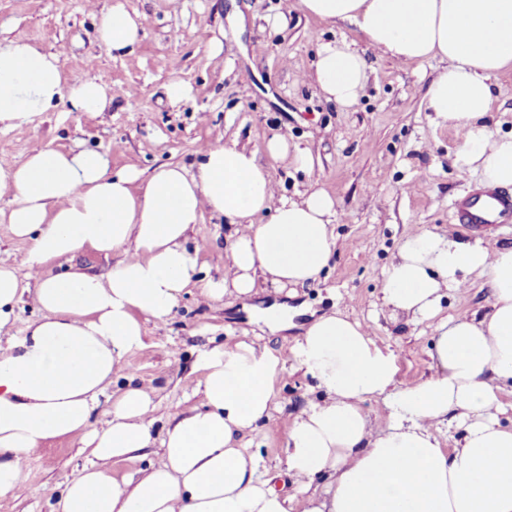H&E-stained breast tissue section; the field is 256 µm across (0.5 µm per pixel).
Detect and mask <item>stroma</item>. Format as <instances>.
Masks as SVG:
<instances>
[{
	"mask_svg": "<svg viewBox=\"0 0 512 512\" xmlns=\"http://www.w3.org/2000/svg\"><path fill=\"white\" fill-rule=\"evenodd\" d=\"M115 0H0V42L21 40L60 53L68 78L107 75L112 102L104 112H77L60 104L35 124L0 132V165L23 162L43 144L60 150L77 146L108 152L113 170L149 176L166 164L192 168L198 151L221 141L258 150L278 194L305 190L308 178L289 159L265 152L274 133L308 148L319 188L336 201L332 224L337 238L329 266L313 283L277 294L276 299L320 314L347 310L368 324L380 346L392 352L398 379L415 384L431 373L429 350L438 320L482 317L490 290L472 278L466 288L443 299L438 320L395 314L381 304L382 271L407 235L447 233L454 204L472 195L475 180L458 178L452 166L459 138L436 123L426 108L429 82L444 68L430 60L401 64L368 52L369 80L358 104L344 107L321 97L307 75L321 42L335 37L360 41L349 23L330 24L285 10L283 0H124L143 21L140 39L126 54L103 46L96 17ZM239 9L244 26L230 23ZM218 38L220 53L207 42ZM174 80L192 93L170 105L166 87ZM231 225L203 216L189 233L205 275L224 274ZM145 346L128 360L127 382L150 391L156 409L153 431L178 410L196 404L194 388L203 378L200 354L246 340L272 352L286 351L292 333L251 321L243 300L204 299L185 289L171 317L147 321ZM278 407L256 433L241 443L260 449V475L274 473L294 415L322 397L294 359L280 368ZM80 445L52 441L26 457L25 488L9 512H53L66 480L85 462Z\"/></svg>",
	"mask_w": 512,
	"mask_h": 512,
	"instance_id": "35a3bbf8",
	"label": "stroma"
}]
</instances>
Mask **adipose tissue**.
Returning <instances> with one entry per match:
<instances>
[{"label":"adipose tissue","mask_w":512,"mask_h":512,"mask_svg":"<svg viewBox=\"0 0 512 512\" xmlns=\"http://www.w3.org/2000/svg\"><path fill=\"white\" fill-rule=\"evenodd\" d=\"M305 14L354 24L368 47L399 63L445 68L428 85L427 108L460 138L453 166L480 189L512 186V134L486 116L493 79L512 69V0H297ZM109 52L134 46L141 24L117 0L98 21ZM369 78L363 50L321 43L310 79L330 102L355 105ZM106 111L104 77L64 76L59 53L23 41L0 43V131L32 124L60 103ZM0 223L30 240L23 266L35 273L38 315L0 353V501L25 486L23 459L56 439H74L88 461L67 480L55 512H512V428L500 423L498 387L512 384V248L419 232L383 270L382 305L437 319L445 294L472 277L491 290L482 319L438 321L432 374L397 380L393 354L368 325L343 311L310 317L292 352L325 396L287 429L284 465L299 493L285 496L257 476L259 453L239 438L272 416L282 356L247 341L204 352L200 404L181 409L161 440L162 462L135 479L112 462L152 440L155 403L140 387L116 397L105 425L92 421L128 358L145 345L147 320L166 321L184 288L219 300L317 280L336 239V201L316 187L276 197L255 150L209 144L193 170L177 165L148 178L113 170L107 153L39 146L0 165ZM233 228L221 279H197L187 247L204 214ZM265 223H256V216ZM123 257L102 276L43 275L80 252ZM380 397L388 425L374 432L365 403ZM454 416L458 448H441L438 426ZM327 476L325 494L312 492Z\"/></svg>","instance_id":"ef3b65f1"}]
</instances>
